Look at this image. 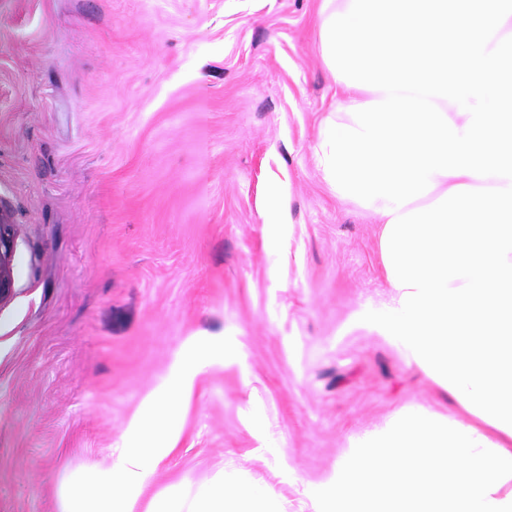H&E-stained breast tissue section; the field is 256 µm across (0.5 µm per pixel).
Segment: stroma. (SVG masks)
Here are the masks:
<instances>
[{
  "label": "stroma",
  "instance_id": "35a3bbf8",
  "mask_svg": "<svg viewBox=\"0 0 512 512\" xmlns=\"http://www.w3.org/2000/svg\"><path fill=\"white\" fill-rule=\"evenodd\" d=\"M319 0H0V512H60L71 472L186 397L138 503L224 477L313 512L351 439L432 382L362 322L378 224L324 184L336 92ZM15 237V226L9 211L0 202V305L7 302L14 293ZM182 364L181 362L173 370V375L177 376L174 380L176 386L169 393V397L166 400H161L156 404V410L158 412H168L173 408V404L178 401L181 395H184L189 389V380L186 376L181 374Z\"/></svg>",
  "mask_w": 512,
  "mask_h": 512
}]
</instances>
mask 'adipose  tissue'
<instances>
[{
	"label": "adipose tissue",
	"mask_w": 512,
	"mask_h": 512,
	"mask_svg": "<svg viewBox=\"0 0 512 512\" xmlns=\"http://www.w3.org/2000/svg\"><path fill=\"white\" fill-rule=\"evenodd\" d=\"M146 423L134 425L123 450L105 468L91 467L61 487V512H135L134 506L166 451L148 448ZM146 512H271L249 488H231L219 479L200 484L192 498L160 495Z\"/></svg>",
	"instance_id": "ef3b65f1"
}]
</instances>
